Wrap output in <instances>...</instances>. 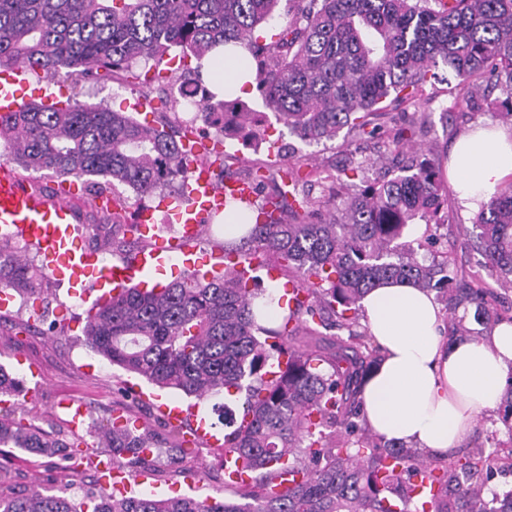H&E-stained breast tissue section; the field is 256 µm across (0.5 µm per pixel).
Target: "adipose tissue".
I'll return each instance as SVG.
<instances>
[{
    "label": "adipose tissue",
    "instance_id": "ef3b65f1",
    "mask_svg": "<svg viewBox=\"0 0 512 512\" xmlns=\"http://www.w3.org/2000/svg\"><path fill=\"white\" fill-rule=\"evenodd\" d=\"M249 61L240 45L221 64L204 57L202 81L216 95L245 97L254 84ZM448 174L460 204L479 208L512 178V126L469 127L450 154ZM359 306L382 354L361 386L370 430L439 457L460 447L477 413L497 405L512 373V324L496 326L484 341L445 345L433 292L401 280L376 286Z\"/></svg>",
    "mask_w": 512,
    "mask_h": 512
}]
</instances>
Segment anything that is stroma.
<instances>
[{
  "instance_id": "stroma-1",
  "label": "stroma",
  "mask_w": 512,
  "mask_h": 512,
  "mask_svg": "<svg viewBox=\"0 0 512 512\" xmlns=\"http://www.w3.org/2000/svg\"><path fill=\"white\" fill-rule=\"evenodd\" d=\"M446 84H438L425 92V100L391 102L388 110L401 120L413 113L424 112L431 117L426 134L415 136V146L435 149L446 155L472 118L454 105L446 92ZM157 83L125 82L117 79L90 82L72 89L73 99L93 104H104L119 112L132 110L136 99L146 98L153 107L136 114L142 122L155 123L163 105ZM278 151H271L267 143L246 142L233 137L223 141L225 173L236 171L241 165H261L277 169L285 164H297L302 173L325 170L337 173L343 166L366 163V178L393 174L391 159L368 166L367 160L376 152L373 141L357 136L347 143L329 142L310 145L296 136L284 134L278 142ZM443 221L435 232V243L421 249L425 259L448 256L459 275L482 264L483 257L465 243V230L470 227L473 211L460 206L455 193H448L441 210ZM52 303L47 320L37 329L27 330L29 311L22 297H15L9 309L0 312V367L18 378L23 393L17 405L36 403L35 425L53 434L68 437L72 429L61 405L69 400L80 401L92 410L91 422L108 423L115 411L130 406L137 427L149 428L160 437H167L166 418L160 409L162 401L180 407L192 404L181 392H165L163 399L153 396V387L91 353L83 343L82 331L89 306L81 296L72 294L67 285L49 279L44 281ZM154 472L145 481L131 482L134 493H152L171 497L193 496L199 499L225 496L223 449L198 442L186 446L184 453L162 451L153 461ZM0 470L7 473L16 490L36 489L53 493L66 489L71 474L66 466L51 463L49 458L16 449L0 450Z\"/></svg>"
}]
</instances>
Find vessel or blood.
I'll list each match as a JSON object with an SVG mask.
<instances>
[{"label":"vessel or blood","mask_w":512,"mask_h":512,"mask_svg":"<svg viewBox=\"0 0 512 512\" xmlns=\"http://www.w3.org/2000/svg\"><path fill=\"white\" fill-rule=\"evenodd\" d=\"M25 69L15 67L0 72V111L16 109L19 85L27 83ZM190 158V176L183 197H165L157 206L138 209L135 222L139 233L150 240L135 262L105 263L98 254L81 250L72 210L32 193L9 173L0 174V233L12 235L38 247L46 268L57 281L68 283L75 293L86 294L96 288L94 306L105 305L119 288L131 280H139L141 288H149L150 276L165 263L178 261L193 270L198 260L190 243L200 234L204 224L224 210L226 196L253 198V185L231 181L217 185L212 177V159L220 148L211 143H186ZM172 213L181 231L164 239L155 234V211Z\"/></svg>","instance_id":"vessel-or-blood-1"}]
</instances>
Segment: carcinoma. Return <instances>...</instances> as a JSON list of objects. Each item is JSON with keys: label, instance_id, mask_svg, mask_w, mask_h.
Masks as SVG:
<instances>
[{"label": "carcinoma", "instance_id": "carcinoma-1", "mask_svg": "<svg viewBox=\"0 0 512 512\" xmlns=\"http://www.w3.org/2000/svg\"><path fill=\"white\" fill-rule=\"evenodd\" d=\"M282 1L285 25L271 42L259 41L255 29L274 19ZM228 44L248 49L267 108L308 144L356 131L399 155L416 123L401 126L386 101L419 99L449 77L448 95L470 108L485 87L506 91L501 116L512 117V0H0V68L43 71L74 87L120 73L138 80L139 67L173 48L200 60ZM236 103L209 93L185 121L174 101L167 124L202 116L219 130L216 144L229 129L249 128L275 146L256 113L237 112ZM0 136L6 162L81 179L89 195L123 185L145 199L188 174L182 139L106 105L22 103L0 113ZM362 170L311 181L278 169L281 185L265 203L225 198L224 208L252 214L243 215L239 242L224 243L223 273L208 280L190 271L158 291L129 286L86 316L85 346L152 386L199 401L245 392L241 414L225 403L213 410L232 428L224 456L251 484L222 500L102 486L77 500L0 484V512H512V493L486 491L492 468H512L511 459L477 448L461 464L426 460L380 439L361 419L360 387L380 352L360 329L359 302L390 279L439 293L450 280L447 262L422 263L399 243L408 225L437 222L444 204L439 159L422 153L389 179L370 181ZM112 202L108 221L116 226L127 199ZM474 227L486 264L511 285L512 182L481 206ZM254 259L292 271L303 292L275 327L257 321L253 306L262 292L237 270ZM45 277L21 259L14 239L0 235V289L33 295ZM458 292L477 323H512V306H494L493 291L480 281ZM335 329L348 336L330 337L328 352L305 341ZM21 392L0 368V447L77 461L75 443L27 421L30 411L18 418L1 406V397ZM502 400L512 440V377ZM126 420L114 417L98 434L134 479L160 441Z\"/></svg>", "mask_w": 512, "mask_h": 512}]
</instances>
